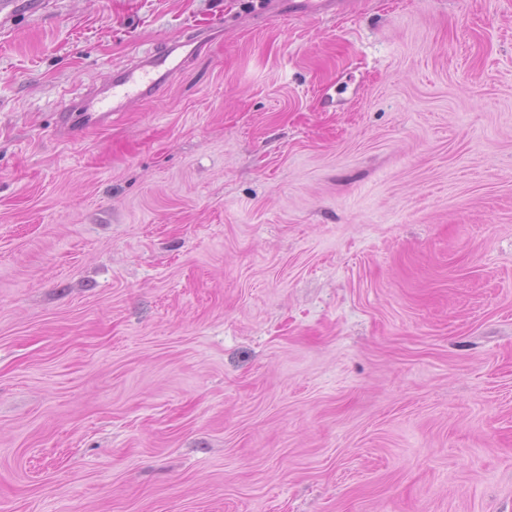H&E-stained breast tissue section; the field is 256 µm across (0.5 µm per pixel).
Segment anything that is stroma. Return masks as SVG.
<instances>
[{"label":"stroma","instance_id":"obj_1","mask_svg":"<svg viewBox=\"0 0 512 512\" xmlns=\"http://www.w3.org/2000/svg\"><path fill=\"white\" fill-rule=\"evenodd\" d=\"M246 2L0 33V512H512V0ZM197 35L184 41H172L160 52L132 57L112 71L107 83H89L72 98L71 106L84 124L109 126L112 117L127 112L131 103L153 99L168 83L172 74L194 56L199 44L208 38L207 29H196Z\"/></svg>","mask_w":512,"mask_h":512}]
</instances>
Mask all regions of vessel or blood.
<instances>
[{"mask_svg":"<svg viewBox=\"0 0 512 512\" xmlns=\"http://www.w3.org/2000/svg\"><path fill=\"white\" fill-rule=\"evenodd\" d=\"M207 38V30L201 29L193 38L168 43L162 51L132 57L113 70L108 82L87 84L73 98V108L80 112L86 125H111L113 117L127 111L131 103L157 97L172 74L194 56Z\"/></svg>","mask_w":512,"mask_h":512,"instance_id":"vessel-or-blood-1","label":"vessel or blood"}]
</instances>
